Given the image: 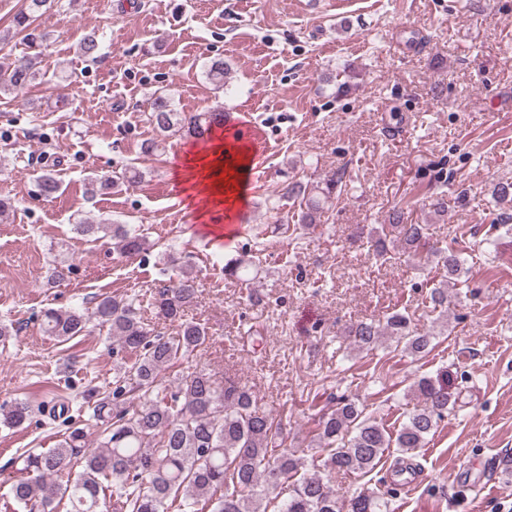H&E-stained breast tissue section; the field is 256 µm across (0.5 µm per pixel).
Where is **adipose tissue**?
Returning a JSON list of instances; mask_svg holds the SVG:
<instances>
[{"mask_svg": "<svg viewBox=\"0 0 512 512\" xmlns=\"http://www.w3.org/2000/svg\"><path fill=\"white\" fill-rule=\"evenodd\" d=\"M254 156V147L219 136L210 147L191 151L187 159L188 176L202 178L212 201L233 210L245 203Z\"/></svg>", "mask_w": 512, "mask_h": 512, "instance_id": "1", "label": "adipose tissue"}]
</instances>
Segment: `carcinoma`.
I'll return each mask as SVG.
<instances>
[{
    "label": "carcinoma",
    "mask_w": 512,
    "mask_h": 512,
    "mask_svg": "<svg viewBox=\"0 0 512 512\" xmlns=\"http://www.w3.org/2000/svg\"><path fill=\"white\" fill-rule=\"evenodd\" d=\"M52 6V0H25L16 16L17 27L27 30L31 22ZM101 49L99 34L91 30L81 42V54L91 60ZM206 79L224 88V61L206 65ZM31 63L0 64V91H19L37 78ZM228 115L222 109L187 115L177 112L162 95L154 98L147 121L163 135L175 127L191 137H202ZM42 196L53 199L60 190L54 173L38 176ZM118 184L116 177L101 173L90 179L91 194ZM339 181L325 185L291 181L283 195L300 200L297 220L315 224L323 205L338 197ZM389 225L394 242L417 261L434 262L459 281L465 262L456 249L431 241L429 225L412 224L403 208L393 207ZM74 230L90 241L108 239L114 250L132 256L147 245L146 237L128 224L83 221ZM253 261L240 258L224 265V275L248 282ZM197 276L192 268L179 266L176 277L149 289L148 305L137 295L100 296L93 308L76 305L64 311L47 309L41 318L43 332L69 341L94 325L113 338L112 353L118 354L112 396L93 402L92 417L101 422L103 437L95 448L84 443L75 428L49 451L22 455V476L9 491L12 502L24 512H56L63 503L66 512H342L331 475H365L391 448L408 454L428 443L440 421L454 409L445 384L429 377L414 382L413 394L420 405L406 414L395 432L355 397L332 396L335 408L317 420L316 451L299 455L288 449L283 418L262 406L245 385H219L203 369L182 374L162 386L163 372L183 364L210 340L209 328L187 311L198 299ZM432 309L448 310V285L429 293ZM154 316L149 320L146 314ZM176 327L173 335L158 329L160 322ZM349 336L360 351L372 352L389 340L395 349L423 357L432 350L431 335L412 325L408 314L393 312L382 319L358 321ZM28 402L16 400L0 409V423L21 428L31 417ZM82 455V472L65 484L56 477L76 455ZM348 512H388V500L371 491L349 503Z\"/></svg>",
    "instance_id": "cac0c4a2"
}]
</instances>
